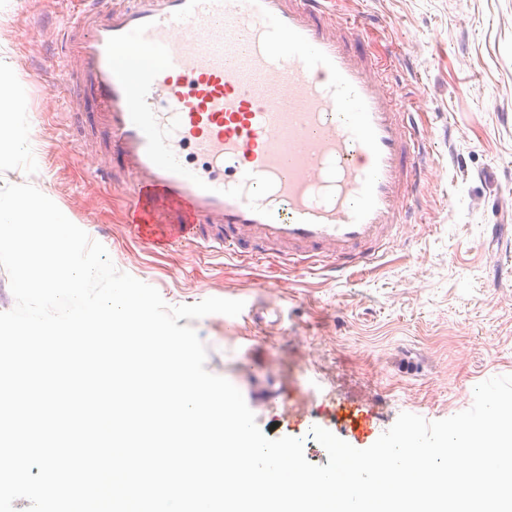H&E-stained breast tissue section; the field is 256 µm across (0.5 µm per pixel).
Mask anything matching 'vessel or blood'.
<instances>
[{"mask_svg": "<svg viewBox=\"0 0 512 512\" xmlns=\"http://www.w3.org/2000/svg\"><path fill=\"white\" fill-rule=\"evenodd\" d=\"M333 0H84L58 39L149 246L373 263L416 223L427 148Z\"/></svg>", "mask_w": 512, "mask_h": 512, "instance_id": "obj_1", "label": "vessel or blood"}]
</instances>
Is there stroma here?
Segmentation results:
<instances>
[{
  "label": "stroma",
  "mask_w": 512,
  "mask_h": 512,
  "mask_svg": "<svg viewBox=\"0 0 512 512\" xmlns=\"http://www.w3.org/2000/svg\"><path fill=\"white\" fill-rule=\"evenodd\" d=\"M363 17L369 50L395 55L399 102L428 136L421 224L376 263L333 278L319 268L246 265L186 245L149 249L130 233L119 181L87 132L83 93L56 63L53 35L79 0H0V44L28 87L48 192L93 227L115 267L171 306L244 301L237 330L192 323L206 368L242 393L270 438L323 427L358 449L404 412L429 421L468 409L480 382L512 375V0H335Z\"/></svg>",
  "instance_id": "stroma-1"
}]
</instances>
